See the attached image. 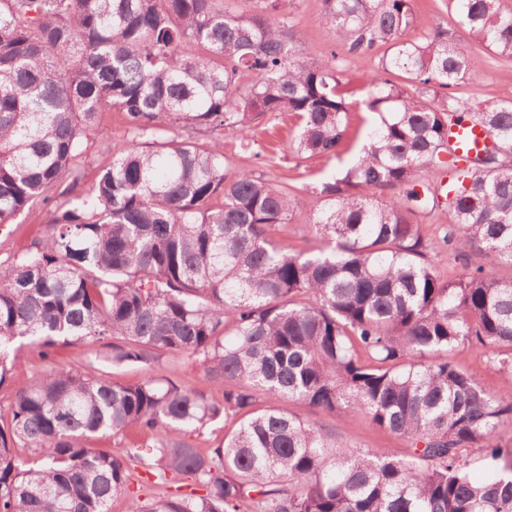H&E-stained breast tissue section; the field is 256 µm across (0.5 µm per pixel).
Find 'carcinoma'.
Returning a JSON list of instances; mask_svg holds the SVG:
<instances>
[{
  "label": "carcinoma",
  "instance_id": "1",
  "mask_svg": "<svg viewBox=\"0 0 512 512\" xmlns=\"http://www.w3.org/2000/svg\"><path fill=\"white\" fill-rule=\"evenodd\" d=\"M346 56L378 60L358 160L324 185L318 245L276 239L297 199L224 161L225 131L298 119L293 152L332 156L350 91L337 60L308 56L282 0H0V227L49 207L45 237L0 260V387L16 343L92 346L88 367H52L0 407V512H512V402L452 357L485 349L512 376V280L479 267L442 281L416 216L448 210L446 242L512 265V102L437 106L472 72L468 54L413 0H322ZM478 43L512 58L499 0H448ZM124 114L128 145L82 184L99 114ZM490 144L457 153L453 131ZM444 169L452 178L422 181ZM167 355L201 362L216 393L180 380L121 384L115 368ZM366 415L404 438L352 448L276 401ZM224 424L204 453L185 435ZM151 442L121 457L88 448L129 426ZM481 448L494 474L467 469ZM156 485L130 496L134 468Z\"/></svg>",
  "mask_w": 512,
  "mask_h": 512
}]
</instances>
